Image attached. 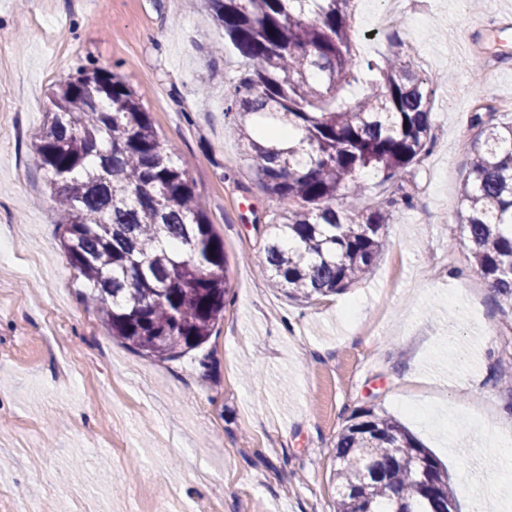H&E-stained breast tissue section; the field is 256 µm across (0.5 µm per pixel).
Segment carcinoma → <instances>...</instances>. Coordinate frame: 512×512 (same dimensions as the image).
<instances>
[{
  "instance_id": "obj_1",
  "label": "carcinoma",
  "mask_w": 512,
  "mask_h": 512,
  "mask_svg": "<svg viewBox=\"0 0 512 512\" xmlns=\"http://www.w3.org/2000/svg\"><path fill=\"white\" fill-rule=\"evenodd\" d=\"M241 57L224 99L260 187L281 210L263 276L292 298L346 290L376 265L388 199L367 206L357 175L402 189L431 142L434 81L389 51L360 63L351 0H203ZM360 86L353 97L340 93ZM35 145L62 212L64 249L112 336L149 357L205 342L230 291L224 241L187 171L135 93L103 67L51 92ZM296 141L277 139L278 129ZM457 214L473 271L512 311V121L475 115ZM344 199L342 206L335 204ZM336 512H450L448 472L396 419L354 411L336 438Z\"/></svg>"
}]
</instances>
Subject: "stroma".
Listing matches in <instances>:
<instances>
[{"label":"stroma","mask_w":512,"mask_h":512,"mask_svg":"<svg viewBox=\"0 0 512 512\" xmlns=\"http://www.w3.org/2000/svg\"><path fill=\"white\" fill-rule=\"evenodd\" d=\"M351 10L358 59L395 42L435 79L434 141L403 181L376 266L289 298L260 274L278 201L245 161L224 94L240 70L182 0H0V512H334L351 413L397 419L447 469L458 512L501 479L512 313L472 271L455 219L474 113L512 121V0ZM95 64L140 99L224 241L231 291L201 347L171 359L112 338L83 299L35 143L60 79ZM206 85H199V75ZM481 432L486 441L467 442Z\"/></svg>","instance_id":"1"}]
</instances>
